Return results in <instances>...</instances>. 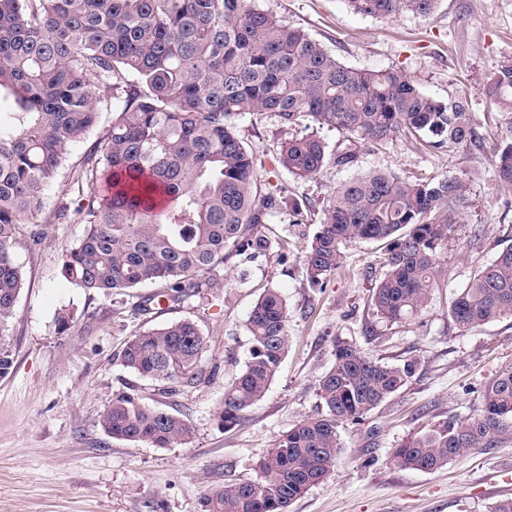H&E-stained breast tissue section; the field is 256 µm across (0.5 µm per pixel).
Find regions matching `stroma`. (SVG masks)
<instances>
[{
	"label": "stroma",
	"mask_w": 512,
	"mask_h": 512,
	"mask_svg": "<svg viewBox=\"0 0 512 512\" xmlns=\"http://www.w3.org/2000/svg\"><path fill=\"white\" fill-rule=\"evenodd\" d=\"M254 4L347 66L402 70L432 97H466L476 137L434 149L403 136L361 150L356 167L330 165L302 180L271 162L287 136L278 119L240 117L239 138L266 159L261 182L285 190V204L256 227L270 246L259 254L241 250L214 271L216 287L163 307L147 322L134 315L131 298L85 293L61 273L63 253L85 227L58 223L55 215L60 206L79 203L73 173L110 124V113L101 112L97 127L72 146L13 248L24 285L8 336L14 369L0 378V512H202L209 487L255 478L256 462L277 440L320 412L317 381L333 362L337 337L371 357H415L420 365L407 386L362 421L340 425L333 469L290 512H488L512 497V437L432 472L399 467L392 458L404 440L438 421L478 414L483 387L512 365V320L463 332L449 315L454 294L512 243V191L495 172L498 149L512 141V113L491 112L485 95L488 78L512 61V0H437L430 13L390 19L355 13L344 0ZM371 169L456 177L468 188V206L448 232L445 276L422 312L394 324L379 319L370 302L384 273L381 243L349 244L341 268L319 287L309 284L303 264L319 229V208L336 187ZM293 199L310 200L313 211L294 213ZM270 288L287 301L290 347L265 396L241 426L227 431L215 412L249 356V316ZM64 309L73 320L63 331L57 316ZM180 319L201 330L200 365L209 380L163 398L153 383L122 367L120 352L146 324ZM124 382L137 384L145 402L186 414L193 441L153 448L105 434L98 417Z\"/></svg>",
	"instance_id": "stroma-1"
}]
</instances>
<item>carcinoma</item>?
<instances>
[{
	"instance_id": "1",
	"label": "carcinoma",
	"mask_w": 512,
	"mask_h": 512,
	"mask_svg": "<svg viewBox=\"0 0 512 512\" xmlns=\"http://www.w3.org/2000/svg\"><path fill=\"white\" fill-rule=\"evenodd\" d=\"M363 15L425 14L436 0H346ZM18 109L14 128L0 126V378L14 367L5 340L23 288L13 257L19 225L29 221L70 148L96 127L99 104L112 122L77 173L88 195L74 214L85 232L62 256V272L85 292L134 295V311L179 306L213 283L199 279L246 245L282 203L263 189V161L238 137L239 117L271 114L301 134L281 142L274 161L297 179L316 178L328 164L351 168L359 148L414 136L432 148L475 136L466 99L444 102L423 93L402 70H358L318 41L251 0H0V92ZM487 94L512 112V62L487 82ZM327 127L345 145L331 153L318 136ZM501 184L512 189V142L497 153ZM457 179L402 177L370 170L341 184L304 256L318 286L338 269L345 246L386 242L384 276L373 288L379 318L397 323L426 307L445 272L448 229L464 204ZM450 316L465 332L512 319V244L481 268L453 300ZM249 358L224 388L217 411L225 430L268 390L288 352V307L268 290L248 323ZM204 337L179 320L129 338L122 366L169 396L205 380ZM333 363L319 378L322 411L285 432L256 464L251 480L207 490L203 512H288L322 481L340 452L338 426L360 421L415 376L419 360L386 363L335 339ZM98 425L109 436L153 448L189 444L183 413L143 401L123 383ZM512 436V367L484 386L480 413L448 418L393 452L405 468L432 471L498 437Z\"/></svg>"
}]
</instances>
